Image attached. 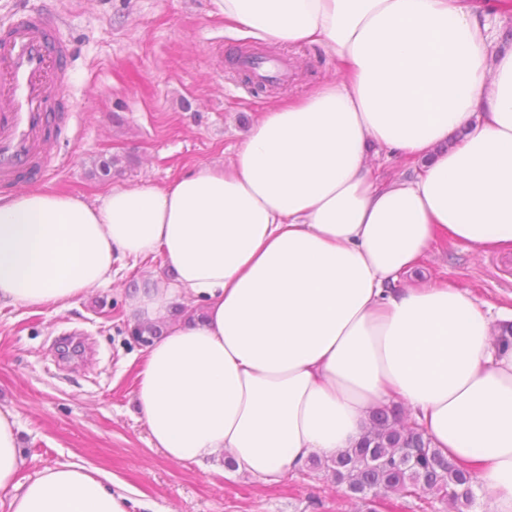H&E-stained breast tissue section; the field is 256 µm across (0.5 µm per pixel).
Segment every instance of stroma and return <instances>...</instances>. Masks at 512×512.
I'll use <instances>...</instances> for the list:
<instances>
[{
  "label": "stroma",
  "mask_w": 512,
  "mask_h": 512,
  "mask_svg": "<svg viewBox=\"0 0 512 512\" xmlns=\"http://www.w3.org/2000/svg\"><path fill=\"white\" fill-rule=\"evenodd\" d=\"M56 13L70 43L68 129L46 187L92 199L112 187L165 185L226 160L260 110L333 78L317 46H278L224 27L211 0H0V23L32 4ZM287 60L292 77L259 88L234 56ZM117 158L109 177L96 164ZM161 257L122 260L109 285L60 311L0 309V405L20 426L23 476L65 462L95 467L155 512H356L329 475L300 470L266 485L224 463L171 462L153 448L133 400L142 346L127 298L163 273ZM498 311L512 305V255L442 242L426 261Z\"/></svg>",
  "instance_id": "obj_1"
}]
</instances>
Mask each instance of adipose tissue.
<instances>
[{
  "label": "adipose tissue",
  "instance_id": "ef3b65f1",
  "mask_svg": "<svg viewBox=\"0 0 512 512\" xmlns=\"http://www.w3.org/2000/svg\"><path fill=\"white\" fill-rule=\"evenodd\" d=\"M212 5L244 36L322 47L339 80L261 112L225 163L170 184L0 198V308L67 307L117 258L162 255L167 274L127 308L163 330L134 400L169 461L225 457L274 483L397 404L476 467L490 512H512V348L496 351L467 290L419 274L442 242L512 253V46L492 29L512 0ZM25 465L0 409L8 512H129L97 469Z\"/></svg>",
  "mask_w": 512,
  "mask_h": 512
}]
</instances>
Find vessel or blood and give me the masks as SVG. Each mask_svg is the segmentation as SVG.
Returning a JSON list of instances; mask_svg holds the SVG:
<instances>
[{"label": "vessel or blood", "instance_id": "vessel-or-blood-1", "mask_svg": "<svg viewBox=\"0 0 512 512\" xmlns=\"http://www.w3.org/2000/svg\"><path fill=\"white\" fill-rule=\"evenodd\" d=\"M68 44L56 17L17 11L0 30V188L26 189L51 170L64 117ZM255 84L287 80L288 63L251 67Z\"/></svg>", "mask_w": 512, "mask_h": 512}]
</instances>
